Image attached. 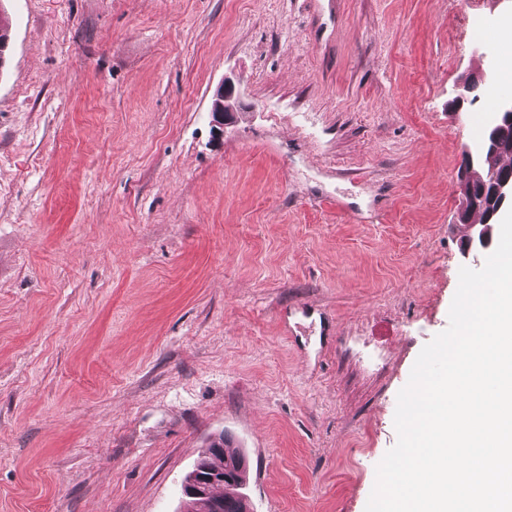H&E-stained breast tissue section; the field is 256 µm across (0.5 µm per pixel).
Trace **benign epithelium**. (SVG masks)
<instances>
[{
	"mask_svg": "<svg viewBox=\"0 0 512 512\" xmlns=\"http://www.w3.org/2000/svg\"><path fill=\"white\" fill-rule=\"evenodd\" d=\"M240 107L235 95V86L229 80L217 89L212 104V116L218 133H224V117ZM500 152L512 153V98H501L497 101L484 126L483 134L473 144L464 148L462 168L470 171L476 167L477 160H483L489 154ZM459 194L460 209L458 217L463 219L470 212L481 206L489 207L487 223L481 225L479 240L482 248L490 246L492 241L491 225L512 208V170L494 175L479 193L462 181L456 184Z\"/></svg>",
	"mask_w": 512,
	"mask_h": 512,
	"instance_id": "benign-epithelium-1",
	"label": "benign epithelium"
}]
</instances>
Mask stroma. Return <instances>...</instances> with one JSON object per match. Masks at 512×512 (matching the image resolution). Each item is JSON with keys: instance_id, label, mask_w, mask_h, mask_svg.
Returning <instances> with one entry per match:
<instances>
[{"instance_id": "1", "label": "stroma", "mask_w": 512, "mask_h": 512, "mask_svg": "<svg viewBox=\"0 0 512 512\" xmlns=\"http://www.w3.org/2000/svg\"><path fill=\"white\" fill-rule=\"evenodd\" d=\"M0 512H365L449 325L512 0H0ZM494 72L462 112L465 76ZM232 80L242 108L216 135ZM240 107L238 97L235 95L234 84L227 80L217 89L215 101L212 104V116L215 128L219 134L224 133V116L230 112H237ZM205 469L210 471H219L224 473L223 481H218L211 485L205 497L207 484L215 481L214 476H198L205 475ZM247 464L243 455L230 454L227 455L225 450L222 455L202 458L201 455L195 464L194 469L187 477L186 493L188 485L192 480H198L189 488L190 498L185 502L186 512H213L209 509V504L213 500L224 502V510L222 512H249L245 495L240 491L246 482ZM217 489L222 492L217 494ZM205 497V498H201Z\"/></svg>"}]
</instances>
